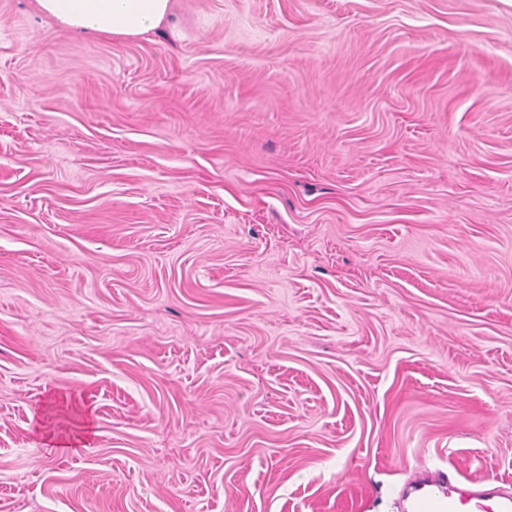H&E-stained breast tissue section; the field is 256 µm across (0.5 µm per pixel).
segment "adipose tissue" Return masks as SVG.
<instances>
[{
  "label": "adipose tissue",
  "instance_id": "ef3b65f1",
  "mask_svg": "<svg viewBox=\"0 0 512 512\" xmlns=\"http://www.w3.org/2000/svg\"><path fill=\"white\" fill-rule=\"evenodd\" d=\"M38 12L66 28L134 39L167 18L170 0H34Z\"/></svg>",
  "mask_w": 512,
  "mask_h": 512
}]
</instances>
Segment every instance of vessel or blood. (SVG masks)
<instances>
[{"instance_id": "1", "label": "vessel or blood", "mask_w": 512, "mask_h": 512, "mask_svg": "<svg viewBox=\"0 0 512 512\" xmlns=\"http://www.w3.org/2000/svg\"><path fill=\"white\" fill-rule=\"evenodd\" d=\"M411 512H512V487L493 478L462 479L442 470L414 481L410 487Z\"/></svg>"}]
</instances>
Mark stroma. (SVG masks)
Listing matches in <instances>:
<instances>
[{"label":"stroma","instance_id":"stroma-1","mask_svg":"<svg viewBox=\"0 0 512 512\" xmlns=\"http://www.w3.org/2000/svg\"><path fill=\"white\" fill-rule=\"evenodd\" d=\"M427 467L512 482V0H0V512H397ZM35 8L66 28L135 39L167 18L170 0H33ZM81 435L74 437L65 431H60L52 427L44 428V424L39 422L37 431L43 442V445L50 448L53 452L63 454L75 452L78 447H86V441L94 434L93 422L90 412L81 413ZM79 442H82L80 444Z\"/></svg>","mask_w":512,"mask_h":512}]
</instances>
